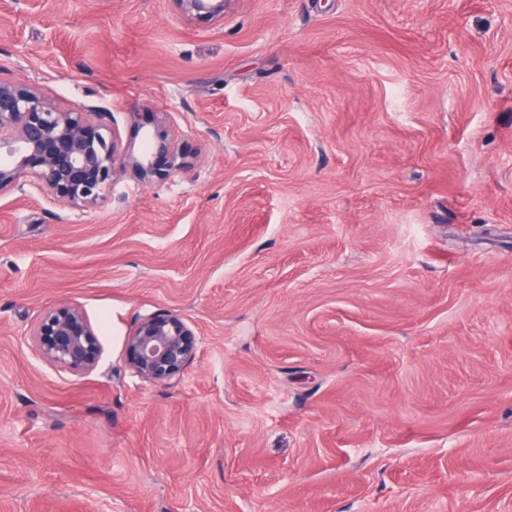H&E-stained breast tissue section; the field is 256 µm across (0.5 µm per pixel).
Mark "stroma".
Here are the masks:
<instances>
[{
    "instance_id": "35a3bbf8",
    "label": "stroma",
    "mask_w": 512,
    "mask_h": 512,
    "mask_svg": "<svg viewBox=\"0 0 512 512\" xmlns=\"http://www.w3.org/2000/svg\"><path fill=\"white\" fill-rule=\"evenodd\" d=\"M0 80L196 155L0 196V512H512V0H0ZM61 301L92 372L30 347ZM160 313L174 385L125 358ZM176 13L187 21L224 22V12L232 0H169ZM198 350L193 326L176 314L141 318L125 342L126 360L140 379L171 385L179 381Z\"/></svg>"
}]
</instances>
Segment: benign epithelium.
Listing matches in <instances>:
<instances>
[{
    "label": "benign epithelium",
    "instance_id": "1",
    "mask_svg": "<svg viewBox=\"0 0 512 512\" xmlns=\"http://www.w3.org/2000/svg\"><path fill=\"white\" fill-rule=\"evenodd\" d=\"M169 2L188 21L218 24L232 0ZM145 139L142 150L123 142L106 108H64L34 85L0 81V194L25 197L36 190L49 202L81 213L126 177L152 184L192 167V157L164 122H156ZM29 336L43 361L73 373L93 371L102 355L84 311L68 302L45 310ZM197 350L195 329L176 314L141 318L125 342L134 374L164 385L181 379Z\"/></svg>",
    "mask_w": 512,
    "mask_h": 512
}]
</instances>
